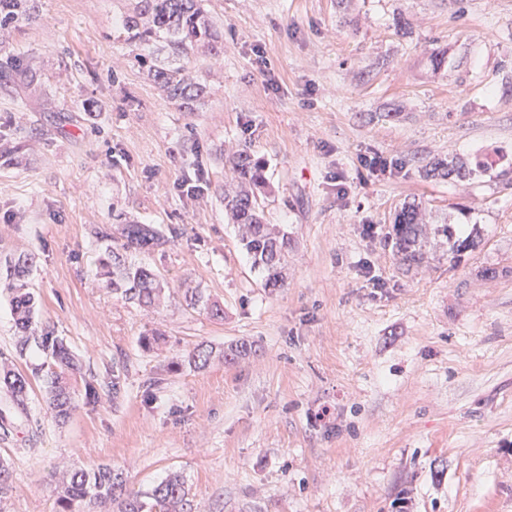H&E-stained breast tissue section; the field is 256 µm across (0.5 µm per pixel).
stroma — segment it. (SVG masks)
<instances>
[{
    "label": "stroma",
    "instance_id": "35a3bbf8",
    "mask_svg": "<svg viewBox=\"0 0 512 512\" xmlns=\"http://www.w3.org/2000/svg\"><path fill=\"white\" fill-rule=\"evenodd\" d=\"M134 3L35 0L0 29V68L40 71L0 82V351L5 263L28 255L35 328L85 375L63 423L34 383L41 430L18 415L0 441V512H57L60 470L107 464L138 495L179 472L199 512H512V0H209L224 52L182 59L207 85L191 112L137 61ZM237 149L290 239L279 288L224 217ZM375 154L390 172L362 175ZM441 157L470 179H423ZM410 201L437 231L412 269L386 243ZM130 222L160 239L121 253L158 275L156 308L96 275Z\"/></svg>",
    "mask_w": 512,
    "mask_h": 512
}]
</instances>
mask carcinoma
Masks as SVG:
<instances>
[{
	"label": "carcinoma",
	"mask_w": 512,
	"mask_h": 512,
	"mask_svg": "<svg viewBox=\"0 0 512 512\" xmlns=\"http://www.w3.org/2000/svg\"><path fill=\"white\" fill-rule=\"evenodd\" d=\"M30 13L29 0H0V27ZM125 26L134 32L140 44L166 43L171 56L187 57L200 48L213 55L224 50L219 31L206 8V0H136ZM153 80L166 97L189 110L205 96L206 86L186 74L181 66L152 65ZM234 172L233 186L224 189V211L230 223L242 228V242L253 265L262 270L266 288H279L284 283L288 234L274 224L265 222L257 203L258 191L265 185L264 165L245 152L230 159ZM428 177H466V164L460 160H433L425 165ZM121 247L148 248L158 243L155 232L147 224H126L122 228ZM392 244L400 262L407 268L424 262L427 252L425 229L420 208L412 203L397 213L393 221ZM29 258H18L10 266L7 287L18 330L16 352H0V388L11 397L14 408L28 414L30 377L47 384L49 409L58 420L70 417L74 410L71 380L81 373L79 360L63 338L46 331L40 336L30 334L35 304L25 282ZM103 275L112 279V286L128 299L144 307H152L162 295L157 275L146 266L126 267L114 250L99 259ZM42 351L43 361L31 368V375L17 367V358L30 346ZM59 512H85L94 505L99 512H195L189 490L178 474L169 476L145 495L126 492L123 473L109 466L92 470H69L59 477Z\"/></svg>",
	"instance_id": "cac0c4a2"
}]
</instances>
